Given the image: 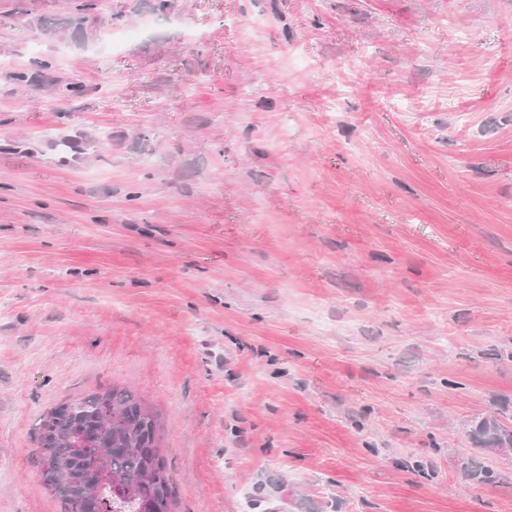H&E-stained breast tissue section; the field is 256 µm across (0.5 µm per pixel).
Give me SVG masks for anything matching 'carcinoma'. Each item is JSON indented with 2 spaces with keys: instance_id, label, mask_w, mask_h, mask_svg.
<instances>
[{
  "instance_id": "carcinoma-1",
  "label": "carcinoma",
  "mask_w": 512,
  "mask_h": 512,
  "mask_svg": "<svg viewBox=\"0 0 512 512\" xmlns=\"http://www.w3.org/2000/svg\"><path fill=\"white\" fill-rule=\"evenodd\" d=\"M97 0H74L66 22L43 21L44 31L66 27L79 37L84 14ZM470 419L467 435L483 453L512 450V398ZM157 413L128 387L86 392L52 408L38 434L37 466L63 512H174L176 491L162 454ZM471 484L494 481L473 458L461 466Z\"/></svg>"
}]
</instances>
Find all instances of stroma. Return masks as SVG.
I'll return each mask as SVG.
<instances>
[{"label":"stroma","instance_id":"obj_1","mask_svg":"<svg viewBox=\"0 0 512 512\" xmlns=\"http://www.w3.org/2000/svg\"><path fill=\"white\" fill-rule=\"evenodd\" d=\"M155 3L0 0V512L112 386L176 512H512V0ZM96 6V0H75L72 6V13L67 19V21L61 23L58 20H42L41 23L43 24L44 31L48 33H53V35H58L60 34L59 32H61L60 30L64 26L70 30L72 37L79 38L80 24L84 19L83 15L95 9ZM493 406L491 413L470 419L467 435L472 448L498 455L500 450H512V398L501 396ZM460 472L462 478L471 484H486L496 479L494 472L488 466L474 458L463 463Z\"/></svg>","mask_w":512,"mask_h":512}]
</instances>
